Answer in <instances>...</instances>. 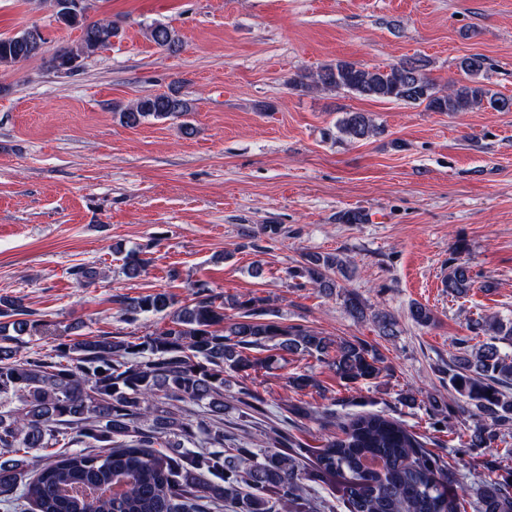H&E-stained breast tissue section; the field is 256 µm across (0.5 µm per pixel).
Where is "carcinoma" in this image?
Wrapping results in <instances>:
<instances>
[{
  "instance_id": "1",
  "label": "carcinoma",
  "mask_w": 512,
  "mask_h": 512,
  "mask_svg": "<svg viewBox=\"0 0 512 512\" xmlns=\"http://www.w3.org/2000/svg\"><path fill=\"white\" fill-rule=\"evenodd\" d=\"M81 36L50 64L82 62L104 48L116 31L112 22L91 21L79 9L67 23ZM150 40L169 51L182 47L180 35L165 24L149 28ZM45 39L38 27L0 35V67L41 55ZM464 84L440 88L418 60L359 67L338 60L299 75L300 91L346 90L359 97L425 105L431 112H467L491 108L512 111V97L485 83L487 58L464 57ZM191 100L179 91L145 96L118 109L131 127L145 120L187 116ZM336 128L350 140L377 133L365 112H347ZM342 270L332 255L305 254L288 270L302 286L335 288L330 271ZM473 284L464 263L449 266L443 287L467 294ZM116 303L130 320L144 313L168 317L164 328L129 340L116 333L58 338L54 353L21 349L44 333L46 324L31 318L21 297L0 298V505L31 512H333L313 494V482L339 479L348 512H512V481L481 479L448 495L452 472L426 448V442L398 419L378 412L353 415L340 433L326 439L311 464L301 465L306 448L289 431L274 429L275 448H240L224 433V385L239 379L236 401L247 417L264 414L265 401L249 385L251 374L275 358L252 350L302 354L327 364L347 384L378 378L386 366L380 353L357 339L339 343L302 325L264 321L270 315L259 299H231L200 287L190 303L176 306L166 292L119 296ZM232 306L237 319L226 322ZM349 315L366 319L358 295L345 298ZM421 327L434 324L433 312L420 304L410 309ZM384 336L395 335L396 320L373 315ZM489 337L469 354L448 363V383L477 416L469 435L472 448H492L501 430L512 426V320L497 315L476 322ZM28 340H22V337ZM297 390L318 389L311 374L288 377ZM197 408L184 420L180 409ZM62 450H53L55 446ZM41 451L42 463L30 474L11 453Z\"/></svg>"
}]
</instances>
